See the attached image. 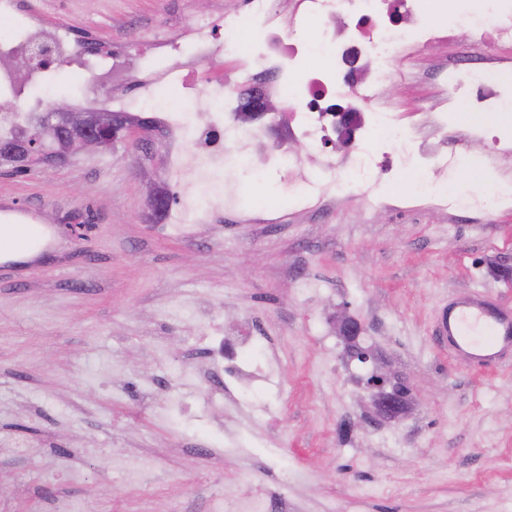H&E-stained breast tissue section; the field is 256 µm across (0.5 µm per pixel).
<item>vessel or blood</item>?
Wrapping results in <instances>:
<instances>
[{"mask_svg":"<svg viewBox=\"0 0 512 512\" xmlns=\"http://www.w3.org/2000/svg\"><path fill=\"white\" fill-rule=\"evenodd\" d=\"M30 209L15 202L0 204V248L36 246L38 238L30 225ZM437 331L448 346L451 359L483 366L512 355V314L481 293L465 291L449 301L439 316Z\"/></svg>","mask_w":512,"mask_h":512,"instance_id":"obj_1","label":"vessel or blood"}]
</instances>
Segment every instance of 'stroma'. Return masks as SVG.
<instances>
[{
	"mask_svg": "<svg viewBox=\"0 0 512 512\" xmlns=\"http://www.w3.org/2000/svg\"><path fill=\"white\" fill-rule=\"evenodd\" d=\"M43 18L85 47L145 45L244 0H52ZM491 0H448L454 40L401 51L381 87L425 108L442 63L465 50L462 14ZM454 113L443 176L481 194L487 144ZM166 145L150 139L27 172L0 167L54 229L38 261L0 259V512H246L239 487L263 484L278 512H512V366L451 363L436 337L450 298L476 289L512 307V208L474 222L457 211L411 220L336 191L328 213L298 209L281 168L212 171L200 202L233 180L232 224H163L148 207ZM82 224L81 238L67 226ZM362 321L360 363L337 317ZM253 324V359L272 377L224 391L208 356L224 327ZM418 389L406 414L372 422L373 372Z\"/></svg>",
	"mask_w": 512,
	"mask_h": 512,
	"instance_id": "35a3bbf8",
	"label": "stroma"
}]
</instances>
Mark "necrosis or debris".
I'll return each instance as SVG.
<instances>
[{
	"label": "necrosis or debris",
	"mask_w": 512,
	"mask_h": 512,
	"mask_svg": "<svg viewBox=\"0 0 512 512\" xmlns=\"http://www.w3.org/2000/svg\"><path fill=\"white\" fill-rule=\"evenodd\" d=\"M0 15L13 20L10 35H0V101L10 109L0 113V130L29 128L37 96H52L41 77L30 68L26 80L16 77L17 65L37 44L51 48L57 61L77 59L83 46L69 27H44L38 14L19 0H0ZM275 0H246L243 13L224 20L191 21L186 36L159 39L157 49L170 66L147 72L137 66L140 48L96 54L91 74L80 87L82 103L107 110L152 102L156 87L168 85L177 93L195 90V108L168 107L162 113L168 143L164 171L174 177L175 201L170 224H208L216 214L234 213L233 200L200 203L197 187L203 169H220L248 158L259 170L284 166L300 186L304 203L326 201L348 178L364 187L367 208L388 206L398 197V212L420 216L432 209L494 213L512 207V185L476 199L452 196L437 174L447 172L455 158L441 148L448 139V115H478L475 137L490 140L491 159L512 157V142L491 135L481 122L512 96L483 84V65L512 55V12L494 10L485 19H468L469 57L438 73L443 108L432 113V131L439 146L415 147L413 128L405 124L394 104L382 98V83L404 45L421 49L448 40L434 25L423 0H297L287 26L275 22ZM230 56L236 66L226 77L211 73L215 56ZM124 74L134 84V98L112 95V77ZM252 100L269 102L267 120L248 126H227L226 115L243 111ZM404 146L411 181L404 187L384 183L395 164L383 156H368L372 140ZM313 150L344 149L343 161L325 157L329 178L314 184L304 172V160L295 144ZM251 343L246 331L218 343L224 354V378L233 386L263 382L264 371L240 357Z\"/></svg>",
	"instance_id": "1"
}]
</instances>
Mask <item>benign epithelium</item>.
Listing matches in <instances>:
<instances>
[{"mask_svg":"<svg viewBox=\"0 0 512 512\" xmlns=\"http://www.w3.org/2000/svg\"><path fill=\"white\" fill-rule=\"evenodd\" d=\"M50 133L57 144L54 161L66 163L82 150H104L118 141V135L110 133V128L117 127L123 137L130 138L129 127L110 113L73 112L64 104H56L54 112L46 117ZM37 143L28 137L0 142V161L8 163H28L37 154ZM338 334L347 344L355 343L364 331L360 320L343 316L337 322ZM389 379L384 374L373 373L367 379L371 404L376 414L385 422L397 420L406 410L407 403L388 388Z\"/></svg>","mask_w":512,"mask_h":512,"instance_id":"obj_1","label":"benign epithelium"}]
</instances>
